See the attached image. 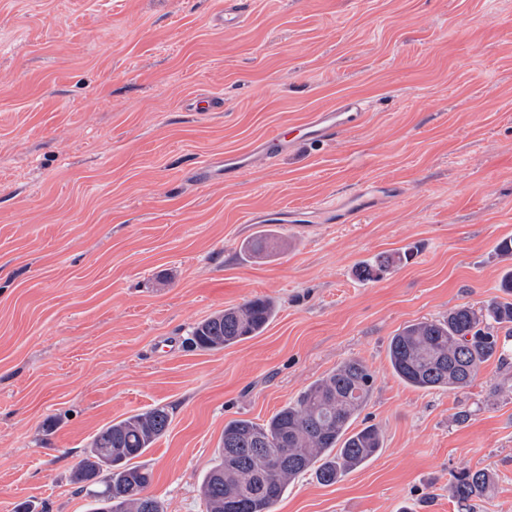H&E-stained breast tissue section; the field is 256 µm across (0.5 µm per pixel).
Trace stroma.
Returning a JSON list of instances; mask_svg holds the SVG:
<instances>
[{
    "mask_svg": "<svg viewBox=\"0 0 512 512\" xmlns=\"http://www.w3.org/2000/svg\"><path fill=\"white\" fill-rule=\"evenodd\" d=\"M224 2L0 0V512H86L72 473L94 435L158 405L149 492L206 512L225 424L266 422L350 358L375 379L354 426L383 447L335 484L299 476L275 512H461L465 468L495 475L474 512H512V337L460 392L406 385L388 358L398 330L500 296L512 267V0H244L220 28ZM344 97L368 110L337 139L195 184ZM367 181L402 195L355 224L274 219ZM264 230L276 249L244 253ZM254 298L276 305L262 334L189 345ZM409 254L404 253L403 257L398 256L394 258L392 256H378L372 261L365 262L359 268V275L368 281H375L380 279L394 264L402 262L403 259H407Z\"/></svg>",
    "mask_w": 512,
    "mask_h": 512,
    "instance_id": "obj_1",
    "label": "stroma"
}]
</instances>
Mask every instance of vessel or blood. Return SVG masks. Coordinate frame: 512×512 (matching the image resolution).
Wrapping results in <instances>:
<instances>
[{
  "label": "vessel or blood",
  "instance_id": "b4317fda",
  "mask_svg": "<svg viewBox=\"0 0 512 512\" xmlns=\"http://www.w3.org/2000/svg\"><path fill=\"white\" fill-rule=\"evenodd\" d=\"M365 110L363 102L352 97L337 101L333 108L309 113L302 124V138L309 141H325L335 138L341 131L358 122ZM295 141L288 135L276 132L253 141L244 151L226 154L224 159L206 162L195 172L197 183L208 186L226 183L240 176L260 159H270L293 147ZM387 187L375 182L366 183L353 197L341 200L331 210L311 212H282L285 223L329 222L351 224L357 221L374 204L385 196Z\"/></svg>",
  "mask_w": 512,
  "mask_h": 512
}]
</instances>
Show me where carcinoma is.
Returning a JSON list of instances; mask_svg holds the SVG:
<instances>
[{
	"mask_svg": "<svg viewBox=\"0 0 512 512\" xmlns=\"http://www.w3.org/2000/svg\"><path fill=\"white\" fill-rule=\"evenodd\" d=\"M274 243L257 237L246 245L262 258ZM408 257L378 256L362 264L359 275L380 279ZM275 305L254 299L219 312L193 327L189 343L220 350L262 333ZM512 327V302L492 299L476 309L463 304L448 314L403 327L391 338L388 354L394 374L423 390L469 387L482 364L498 357L497 331ZM374 376L363 362L347 359L306 388L267 422L232 420L224 425L218 455L201 483L207 512H273L286 486L314 471L325 485L374 458L382 448L380 430L371 425L350 428L373 390ZM171 424L165 407H154L113 422L95 434L78 462L74 479L90 498L88 512H163L159 499L147 493L152 471L134 459L163 437ZM494 485L486 469L453 473L448 488L468 512Z\"/></svg>",
	"mask_w": 512,
	"mask_h": 512,
	"instance_id": "cac0c4a2",
	"label": "carcinoma"
}]
</instances>
